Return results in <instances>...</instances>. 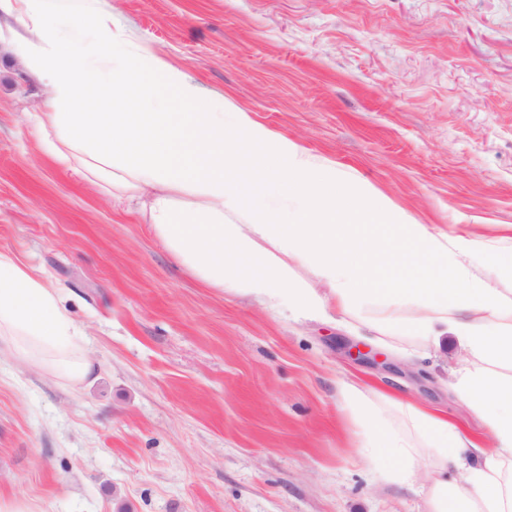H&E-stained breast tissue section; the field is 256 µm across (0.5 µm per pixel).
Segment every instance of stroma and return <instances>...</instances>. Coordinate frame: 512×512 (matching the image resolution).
Returning a JSON list of instances; mask_svg holds the SVG:
<instances>
[{"instance_id": "obj_1", "label": "stroma", "mask_w": 512, "mask_h": 512, "mask_svg": "<svg viewBox=\"0 0 512 512\" xmlns=\"http://www.w3.org/2000/svg\"><path fill=\"white\" fill-rule=\"evenodd\" d=\"M201 92L389 197L408 222L512 250V0H95ZM46 88L0 44V250L59 292L78 385L0 352V497L35 512H424L336 392L412 402L494 442L456 341L405 359L369 312L310 317L209 287L139 205L31 133Z\"/></svg>"}]
</instances>
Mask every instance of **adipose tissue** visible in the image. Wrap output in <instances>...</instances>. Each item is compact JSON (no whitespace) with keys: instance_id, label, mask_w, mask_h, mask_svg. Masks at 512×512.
<instances>
[{"instance_id":"1","label":"adipose tissue","mask_w":512,"mask_h":512,"mask_svg":"<svg viewBox=\"0 0 512 512\" xmlns=\"http://www.w3.org/2000/svg\"><path fill=\"white\" fill-rule=\"evenodd\" d=\"M0 10L32 29L10 44L49 88L33 121L56 132L53 155L79 158L84 176L133 191L167 251L197 277L310 315L348 312L374 293L384 300L380 323L393 325L403 308L420 310L406 335L428 347L450 335L476 357L457 371L454 390L493 438L491 452L415 404L397 402L399 431L356 383L339 381L337 391L366 433L369 460L388 462L393 483L413 485L417 461L429 460L437 477L423 489L426 512H512V379L497 372L512 367V295L491 284L512 279V252L486 255L484 275L473 273L464 262L472 242L404 222L388 197L226 99L204 96L85 0H0ZM59 16L69 37L56 33ZM169 92L183 111H170ZM348 227L356 231L350 241ZM380 236L391 240L387 252L377 249ZM295 263L311 265L326 292L291 284ZM82 339L55 289L0 252V345L16 361L78 384L94 368ZM452 468L463 483H449Z\"/></svg>"}]
</instances>
